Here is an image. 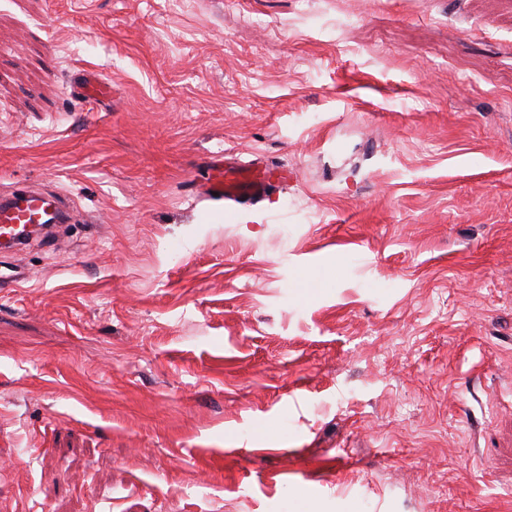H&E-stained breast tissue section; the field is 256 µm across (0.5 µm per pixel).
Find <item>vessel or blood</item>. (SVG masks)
Returning <instances> with one entry per match:
<instances>
[{
  "label": "vessel or blood",
  "instance_id": "1",
  "mask_svg": "<svg viewBox=\"0 0 512 512\" xmlns=\"http://www.w3.org/2000/svg\"><path fill=\"white\" fill-rule=\"evenodd\" d=\"M291 169L280 165L258 166L241 162L235 152L224 154L223 163L213 167L196 191L204 198L219 197L225 203L260 202L275 189L293 181ZM72 221L70 203L57 192L28 188L0 195V252L20 256L46 225Z\"/></svg>",
  "mask_w": 512,
  "mask_h": 512
}]
</instances>
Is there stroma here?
<instances>
[{
	"label": "stroma",
	"instance_id": "obj_1",
	"mask_svg": "<svg viewBox=\"0 0 512 512\" xmlns=\"http://www.w3.org/2000/svg\"><path fill=\"white\" fill-rule=\"evenodd\" d=\"M23 185L0 512H512V0H0ZM219 162L205 181L197 183L195 191L204 198L224 200L227 204L260 202L294 180V172L287 166L243 163L234 151H225L224 164ZM71 222L70 203L63 194L37 192L28 188L1 193V254L21 256L34 237L47 229L44 224Z\"/></svg>",
	"mask_w": 512,
	"mask_h": 512
}]
</instances>
